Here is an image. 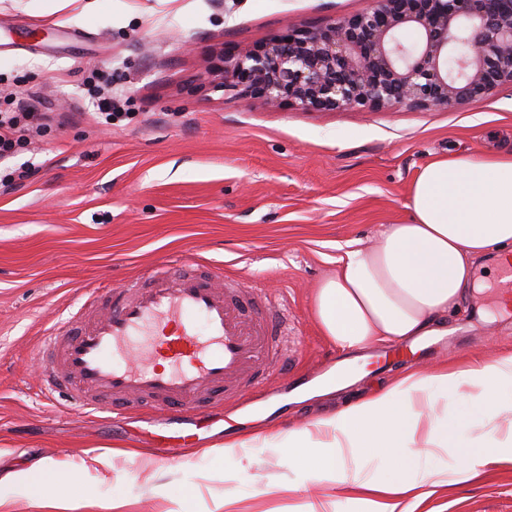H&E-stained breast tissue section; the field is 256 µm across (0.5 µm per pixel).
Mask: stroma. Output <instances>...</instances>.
Wrapping results in <instances>:
<instances>
[{"label":"stroma","mask_w":512,"mask_h":512,"mask_svg":"<svg viewBox=\"0 0 512 512\" xmlns=\"http://www.w3.org/2000/svg\"><path fill=\"white\" fill-rule=\"evenodd\" d=\"M371 0H0V104L50 114L58 125L32 137L0 183V469L34 464L82 473L64 488L74 512H212L234 497L240 512H359L334 488L313 491L301 469L253 443L215 452L226 435L273 424L281 431L355 404L388 386L405 366L512 353V316L497 306L494 259L475 269L477 286L449 314L434 355L363 364L340 352L355 377L327 396L285 393L270 379L261 410L200 414L191 445L159 448L161 424L145 412L136 430L110 413L84 414L47 400L33 349L86 290L112 291L179 254L224 270L242 287L283 300L288 331L302 344L297 372L314 369L334 344L311 310L312 288L349 243L372 241L407 215L421 166L437 155L512 153V86L449 109L301 110L267 104L204 79L241 48L255 51L288 26L320 28L365 12ZM100 72L106 94L129 117L97 123L87 82ZM438 394V415L458 426L460 446L485 429L474 389ZM154 461L143 469L139 452ZM428 512H512V464L434 495Z\"/></svg>","instance_id":"stroma-1"}]
</instances>
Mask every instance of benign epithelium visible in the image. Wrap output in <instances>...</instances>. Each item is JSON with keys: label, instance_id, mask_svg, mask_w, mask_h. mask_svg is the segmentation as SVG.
Wrapping results in <instances>:
<instances>
[{"label": "benign epithelium", "instance_id": "7a95c632", "mask_svg": "<svg viewBox=\"0 0 512 512\" xmlns=\"http://www.w3.org/2000/svg\"><path fill=\"white\" fill-rule=\"evenodd\" d=\"M324 27L241 49L215 75L268 104L335 110L450 108L512 84V0H372Z\"/></svg>", "mask_w": 512, "mask_h": 512}]
</instances>
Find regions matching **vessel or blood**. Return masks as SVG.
<instances>
[{
	"mask_svg": "<svg viewBox=\"0 0 512 512\" xmlns=\"http://www.w3.org/2000/svg\"><path fill=\"white\" fill-rule=\"evenodd\" d=\"M297 345L264 289L242 290L175 258L132 278L111 300L88 291L36 358L46 368L45 396L82 410H122L149 398L162 419L179 422L207 401L259 390Z\"/></svg>",
	"mask_w": 512,
	"mask_h": 512,
	"instance_id": "1",
	"label": "vessel or blood"
}]
</instances>
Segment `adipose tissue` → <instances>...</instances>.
Masks as SVG:
<instances>
[{
  "label": "adipose tissue",
  "instance_id": "ef3b65f1",
  "mask_svg": "<svg viewBox=\"0 0 512 512\" xmlns=\"http://www.w3.org/2000/svg\"><path fill=\"white\" fill-rule=\"evenodd\" d=\"M406 208L407 218L388 225L373 244L348 246L335 272L313 290L314 316L340 348L437 335L439 319L460 308L473 286L477 260L491 255L501 266L512 261V154L431 159L416 176ZM466 382L478 389L474 400L487 429L482 442L460 453L454 467H435L423 479H412L420 444L437 450L456 445L453 431L436 416L430 390L455 397ZM505 382L512 383L510 355L462 370H410L338 413L285 434L267 428L263 436L276 441L289 467L302 468L313 487L332 484L364 512H415L429 489L473 480L499 462L495 434ZM359 448L390 459L391 479L349 478L342 454ZM0 482L67 512L61 496L67 479L56 470L33 466L7 473Z\"/></svg>",
  "mask_w": 512,
  "mask_h": 512
}]
</instances>
